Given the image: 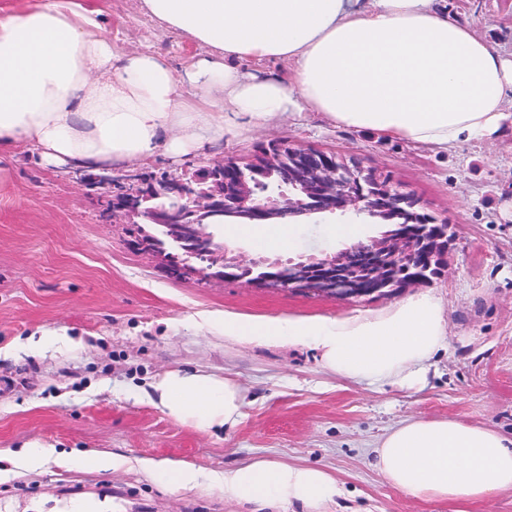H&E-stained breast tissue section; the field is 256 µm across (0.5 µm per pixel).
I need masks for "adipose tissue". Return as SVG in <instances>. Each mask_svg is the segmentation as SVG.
I'll list each match as a JSON object with an SVG mask.
<instances>
[{
	"label": "adipose tissue",
	"instance_id": "1",
	"mask_svg": "<svg viewBox=\"0 0 512 512\" xmlns=\"http://www.w3.org/2000/svg\"><path fill=\"white\" fill-rule=\"evenodd\" d=\"M168 31L207 52L183 72L150 52L116 54L76 0L0 6V148L30 143L48 163L96 170L164 151L200 154L228 117L265 126L314 112L327 121L441 150L496 139L512 113V58L448 18L444 0H141ZM288 61V81L232 60ZM193 90L185 98L182 87ZM227 237L276 252L291 224H228ZM241 343H312L324 369L357 384L416 380L443 346L441 302L420 294L346 320H219ZM167 414L196 429L244 418L232 378L169 371L152 384ZM374 467L422 500L477 503L512 491V436L456 417L408 418L376 442ZM256 512H325L343 490L325 469L255 458L213 479Z\"/></svg>",
	"mask_w": 512,
	"mask_h": 512
}]
</instances>
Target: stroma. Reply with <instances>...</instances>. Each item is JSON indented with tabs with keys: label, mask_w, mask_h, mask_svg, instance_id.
I'll use <instances>...</instances> for the list:
<instances>
[{
	"label": "stroma",
	"mask_w": 512,
	"mask_h": 512,
	"mask_svg": "<svg viewBox=\"0 0 512 512\" xmlns=\"http://www.w3.org/2000/svg\"><path fill=\"white\" fill-rule=\"evenodd\" d=\"M448 16L472 24L512 55V0H447ZM118 51L154 52L183 72L196 46L162 30L140 0H104L98 18ZM291 142L390 177L419 210L447 223L452 241L442 274L392 295L340 300L263 288L244 280L175 278L161 257L135 244L136 226L109 222L101 198L69 169L43 163L34 147L0 151V512H249L211 483L255 457L330 472L344 490L328 512H453L392 487L373 466L376 441L414 416H457L512 435V132L449 152L338 127L307 113L267 127L239 122L200 156L164 154L140 169L181 173L220 158L249 160ZM354 214H322L294 227L285 261L347 245L331 227ZM420 293L440 298L448 342L412 384L357 385L320 364L308 344L238 343L202 325L203 313L244 317L347 318L378 314ZM70 340L34 351L39 328ZM171 370L230 377L244 396L233 427L200 431L148 397ZM49 449L23 470L24 447ZM127 458L118 470L82 464L85 454ZM189 465L197 488L174 491L145 463Z\"/></svg>",
	"instance_id": "stroma-1"
}]
</instances>
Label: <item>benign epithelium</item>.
I'll return each instance as SVG.
<instances>
[{"instance_id":"benign-epithelium-1","label":"benign epithelium","mask_w":512,"mask_h":512,"mask_svg":"<svg viewBox=\"0 0 512 512\" xmlns=\"http://www.w3.org/2000/svg\"><path fill=\"white\" fill-rule=\"evenodd\" d=\"M72 178L110 202L109 214L156 229L142 246L159 253L175 275L233 278L265 288H288L340 299L391 295L437 277L445 267L448 225L417 209L387 178L350 168L336 157L297 144L274 143L243 164L223 158L193 173L102 168ZM212 181L216 190L195 185ZM153 202L150 208L144 207ZM353 212L394 229L324 257L283 264H242L226 256L209 225L300 223L317 214Z\"/></svg>"}]
</instances>
